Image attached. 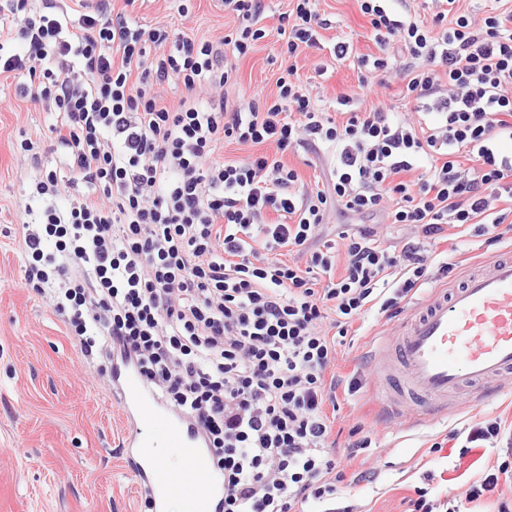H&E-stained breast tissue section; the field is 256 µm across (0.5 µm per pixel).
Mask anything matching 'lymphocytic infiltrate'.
Wrapping results in <instances>:
<instances>
[{"instance_id": "1", "label": "lymphocytic infiltrate", "mask_w": 512, "mask_h": 512, "mask_svg": "<svg viewBox=\"0 0 512 512\" xmlns=\"http://www.w3.org/2000/svg\"><path fill=\"white\" fill-rule=\"evenodd\" d=\"M96 0L71 20L54 0H0V75L19 97L58 119L48 131L63 170L35 191L26 228V287L49 297L74 336L130 352L156 396L197 423L224 476L222 512H353L336 502L343 458L330 440L327 402L358 377L331 372L336 347L371 303L390 315L427 283L428 244L448 228H474L496 245L512 216V0L483 16L459 0H433L430 18L408 0H359L378 52L352 62L358 85L337 97L336 119L314 104L294 63L276 96L229 103L234 62L266 35L263 0H224L236 19L218 40L189 38L137 19L138 0ZM317 0H289L282 51L297 58L327 28ZM400 80L409 112L374 104ZM184 95L163 102L170 83ZM222 143L254 154L217 159ZM301 147L330 154L323 189L300 190L284 160ZM65 206H58L59 198ZM361 216L340 249L315 242L328 215ZM382 224L412 240L384 245ZM303 263L282 260L283 249ZM499 448L502 461L465 497L495 494L512 471V429L469 426L458 454Z\"/></svg>"}]
</instances>
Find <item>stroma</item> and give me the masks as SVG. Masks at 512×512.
<instances>
[{
    "label": "stroma",
    "instance_id": "obj_1",
    "mask_svg": "<svg viewBox=\"0 0 512 512\" xmlns=\"http://www.w3.org/2000/svg\"><path fill=\"white\" fill-rule=\"evenodd\" d=\"M288 3L265 0L260 23L266 36L253 53L237 60L229 100L256 88L274 93L281 63L277 26ZM182 5L187 14L179 13ZM318 8L331 22L322 33L324 42L343 37L356 55L377 53L357 0H319ZM137 17L191 38L220 37L232 24L221 0H146ZM296 63L313 100H333L357 85L356 70L338 64L329 51H305ZM56 119L16 97L10 79L0 76V512H151L127 463L111 360L82 353L52 303L21 285L22 227L32 221L27 207L40 205L33 192L42 170L17 162L13 146L27 137L47 151L48 127ZM397 323V318L370 314L362 335L346 337L337 348V374L360 370L363 387L339 399L332 436L341 446L353 430L371 433L380 462L369 481L359 479L362 465L352 462L337 486L339 497L356 512H406L415 487L427 483L459 512L473 507L497 512L499 499L485 497L473 506L464 493L495 464L498 449L477 448L462 458L448 446L438 455L429 448L470 422L497 415L512 421V382L492 401L453 414L420 421L412 410L392 411L376 394L374 355ZM427 473L432 476L428 482L423 479Z\"/></svg>",
    "mask_w": 512,
    "mask_h": 512
}]
</instances>
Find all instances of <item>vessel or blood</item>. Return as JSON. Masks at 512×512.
Masks as SVG:
<instances>
[{
  "label": "vessel or blood",
  "instance_id": "1",
  "mask_svg": "<svg viewBox=\"0 0 512 512\" xmlns=\"http://www.w3.org/2000/svg\"><path fill=\"white\" fill-rule=\"evenodd\" d=\"M512 376V249L470 270L463 281L436 288L385 337L376 390L395 407L417 414L449 404L486 400ZM112 394L122 403L132 466L149 490L153 512L169 498L183 512H218L224 479L206 463L207 440L186 417L169 411L144 383L134 361L113 355ZM179 459L161 466L155 447Z\"/></svg>",
  "mask_w": 512,
  "mask_h": 512
}]
</instances>
